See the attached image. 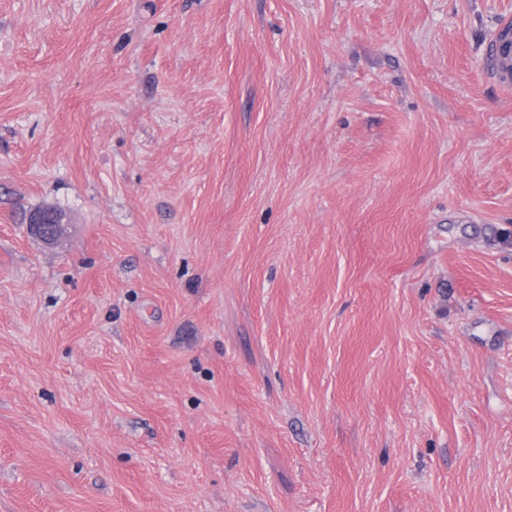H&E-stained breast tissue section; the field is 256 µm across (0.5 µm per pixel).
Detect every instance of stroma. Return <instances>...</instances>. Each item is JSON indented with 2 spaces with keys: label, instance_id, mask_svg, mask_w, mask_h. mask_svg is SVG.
<instances>
[{
  "label": "stroma",
  "instance_id": "35a3bbf8",
  "mask_svg": "<svg viewBox=\"0 0 512 512\" xmlns=\"http://www.w3.org/2000/svg\"><path fill=\"white\" fill-rule=\"evenodd\" d=\"M508 17L0 0V512H512ZM491 56L494 72L501 79L512 77V42L507 37L492 40ZM52 209L55 212H61L54 207L40 208ZM52 211L35 212L30 215L28 222L29 233L45 245L56 244L62 236L64 228L63 217Z\"/></svg>",
  "mask_w": 512,
  "mask_h": 512
}]
</instances>
